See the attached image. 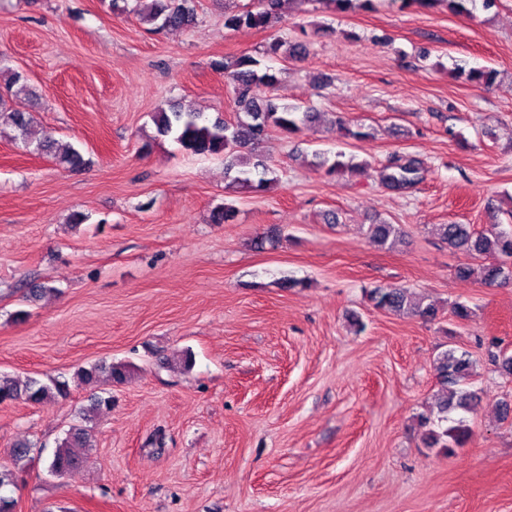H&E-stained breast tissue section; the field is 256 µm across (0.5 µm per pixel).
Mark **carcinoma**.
Wrapping results in <instances>:
<instances>
[{
  "instance_id": "carcinoma-1",
  "label": "carcinoma",
  "mask_w": 512,
  "mask_h": 512,
  "mask_svg": "<svg viewBox=\"0 0 512 512\" xmlns=\"http://www.w3.org/2000/svg\"><path fill=\"white\" fill-rule=\"evenodd\" d=\"M196 0H140L136 13L144 22L155 26L157 30L167 28L190 29L196 25ZM335 10L349 12L356 9H373L374 0H331ZM279 0H255L254 6L224 14V27L268 28L279 22ZM282 42L274 40L268 44L263 56L243 54L233 62H217L215 66L224 70V77L231 85L234 103L240 108L232 122L219 117L213 121L203 118L200 112L187 110L179 102L155 113L153 122L157 136L170 137L191 155L224 157L226 170L236 171L233 184L255 192H266L279 184V178L266 159L260 155L245 156V150L263 140L271 130L283 134L295 135L313 122L315 113L301 110V106L278 103L266 94L278 82L277 71L263 62L265 57L278 55ZM459 76L480 87H489L497 79L498 72L489 67L457 68ZM5 75L4 86L0 87V129L13 131L14 139L27 143L30 118L8 105L13 87L27 89V78L19 71L0 67V75ZM37 153L46 152L54 156L57 162L69 169H81L86 161L76 149L67 147L55 154V142L48 136L35 145ZM315 163L329 176L347 173L356 176L363 172L364 166L352 161L344 162L330 159L323 153L314 154ZM424 162L418 158L393 155L381 170L382 184L395 191L408 189L423 179ZM399 228L394 224L378 222L368 225L367 234L377 245L384 247L397 237ZM440 239L448 246L466 253L473 259L486 254H495L499 262L480 267V279L489 286L507 283L512 280V232L494 227L486 231H477L469 224H441L438 227ZM368 300L376 309L403 312L424 321H433L438 316V308L425 299L412 297L405 288L376 286L366 291ZM435 369L444 392L436 402V414H426L419 418V426L424 429L422 441L428 448H441L447 453L464 447L471 438V429L462 418L454 419L450 414L467 412L479 400V393L468 389V385L477 376L478 365L465 351L454 347L441 352ZM130 374L126 364H102L83 368L76 373L81 385H94L100 377L109 382L122 384ZM69 393V383L56 378L44 382L35 377L23 380L0 377V404L19 399L31 403H50ZM452 422L442 432L432 428L433 422ZM92 447V434L86 428L71 429L58 441L49 472L63 476L76 468L82 461L81 450Z\"/></svg>"
}]
</instances>
